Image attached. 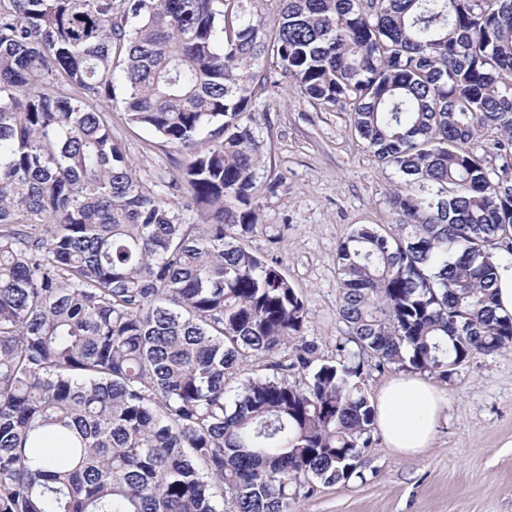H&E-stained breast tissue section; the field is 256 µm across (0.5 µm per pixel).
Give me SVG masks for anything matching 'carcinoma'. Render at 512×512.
I'll use <instances>...</instances> for the list:
<instances>
[{
	"label": "carcinoma",
	"mask_w": 512,
	"mask_h": 512,
	"mask_svg": "<svg viewBox=\"0 0 512 512\" xmlns=\"http://www.w3.org/2000/svg\"><path fill=\"white\" fill-rule=\"evenodd\" d=\"M258 2L0 0V512H294L362 477L365 367L446 380L512 348V0H277L271 23ZM269 56L403 179L394 230L338 242L339 363L314 364L302 297L242 244ZM118 86L183 156L171 181L97 110ZM497 311L500 314H512V264L501 263L498 266Z\"/></svg>",
	"instance_id": "carcinoma-1"
}]
</instances>
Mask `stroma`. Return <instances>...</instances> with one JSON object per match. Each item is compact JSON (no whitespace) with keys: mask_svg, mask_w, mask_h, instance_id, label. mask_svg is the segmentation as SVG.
<instances>
[{"mask_svg":"<svg viewBox=\"0 0 512 512\" xmlns=\"http://www.w3.org/2000/svg\"><path fill=\"white\" fill-rule=\"evenodd\" d=\"M262 70L252 113L265 188L246 245L278 262L304 301V334L316 339L317 359L336 361L337 243L355 225L393 223L388 196L400 178L379 167L342 108L303 98L273 60ZM100 109L139 174L171 170L172 149L128 125L121 99ZM442 387L448 409L432 448L402 460L374 435L361 476L317 488L296 512H512V352L476 356Z\"/></svg>","mask_w":512,"mask_h":512,"instance_id":"obj_1","label":"stroma"}]
</instances>
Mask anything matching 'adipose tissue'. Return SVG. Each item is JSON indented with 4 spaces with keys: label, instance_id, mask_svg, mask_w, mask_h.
<instances>
[{
    "label": "adipose tissue",
    "instance_id": "ef3b65f1",
    "mask_svg": "<svg viewBox=\"0 0 512 512\" xmlns=\"http://www.w3.org/2000/svg\"><path fill=\"white\" fill-rule=\"evenodd\" d=\"M375 408L376 426L387 447L409 459L432 447L448 398L436 384L400 374L381 388Z\"/></svg>",
    "mask_w": 512,
    "mask_h": 512
}]
</instances>
